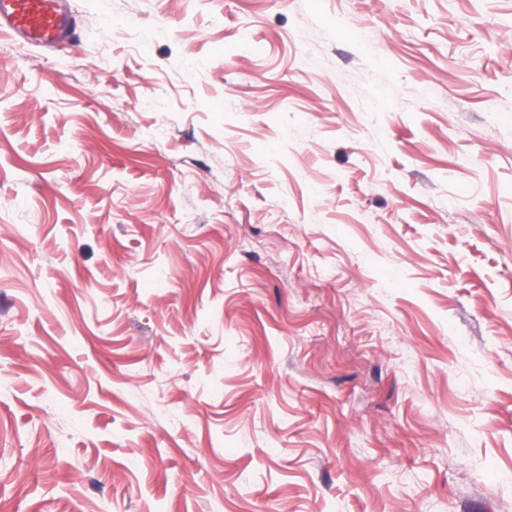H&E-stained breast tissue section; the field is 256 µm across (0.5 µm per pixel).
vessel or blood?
Masks as SVG:
<instances>
[{
    "label": "vessel or blood",
    "instance_id": "obj_1",
    "mask_svg": "<svg viewBox=\"0 0 512 512\" xmlns=\"http://www.w3.org/2000/svg\"><path fill=\"white\" fill-rule=\"evenodd\" d=\"M70 0H0V37L54 48L75 36Z\"/></svg>",
    "mask_w": 512,
    "mask_h": 512
}]
</instances>
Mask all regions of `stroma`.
Returning <instances> with one entry per match:
<instances>
[{
  "mask_svg": "<svg viewBox=\"0 0 512 512\" xmlns=\"http://www.w3.org/2000/svg\"><path fill=\"white\" fill-rule=\"evenodd\" d=\"M0 40V512H512V0H72ZM70 0H0V37L54 48L75 36Z\"/></svg>",
  "mask_w": 512,
  "mask_h": 512,
  "instance_id": "1",
  "label": "stroma"
}]
</instances>
